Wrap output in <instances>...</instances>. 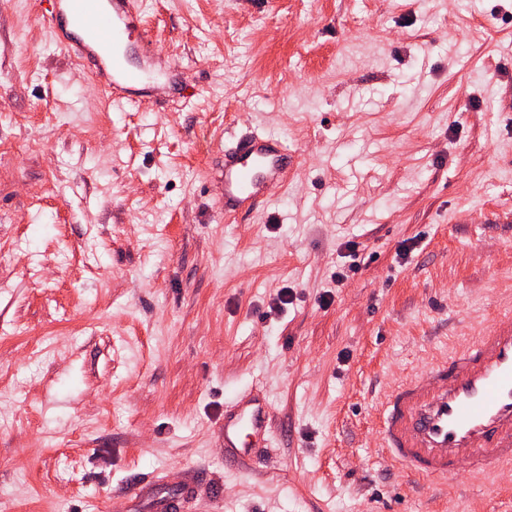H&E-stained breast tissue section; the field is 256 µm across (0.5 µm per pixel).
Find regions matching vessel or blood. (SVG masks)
<instances>
[{"mask_svg": "<svg viewBox=\"0 0 512 512\" xmlns=\"http://www.w3.org/2000/svg\"><path fill=\"white\" fill-rule=\"evenodd\" d=\"M55 40L97 79L110 103L139 105L175 94L179 64L149 35L139 0H51ZM296 161L287 140L248 131L224 148V212L271 200ZM377 448L393 468L441 481L468 471L486 477L512 464V325L493 322L448 358L400 379L374 409ZM271 406L253 391L224 409L233 458L260 456L271 441Z\"/></svg>", "mask_w": 512, "mask_h": 512, "instance_id": "b4317fda", "label": "vessel or blood"}]
</instances>
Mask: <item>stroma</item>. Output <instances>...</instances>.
Masks as SVG:
<instances>
[{
	"label": "stroma",
	"mask_w": 512,
	"mask_h": 512,
	"mask_svg": "<svg viewBox=\"0 0 512 512\" xmlns=\"http://www.w3.org/2000/svg\"><path fill=\"white\" fill-rule=\"evenodd\" d=\"M139 3L189 96L109 105L44 0H0V503L156 512L192 468L189 512H506L512 465L411 480L371 431L388 380L512 322L498 0ZM249 126L297 162L228 223L219 146ZM251 385L273 438L241 469ZM271 406L252 390L238 393L224 407V448L233 458L249 460L260 456L271 441Z\"/></svg>",
	"instance_id": "35a3bbf8"
}]
</instances>
